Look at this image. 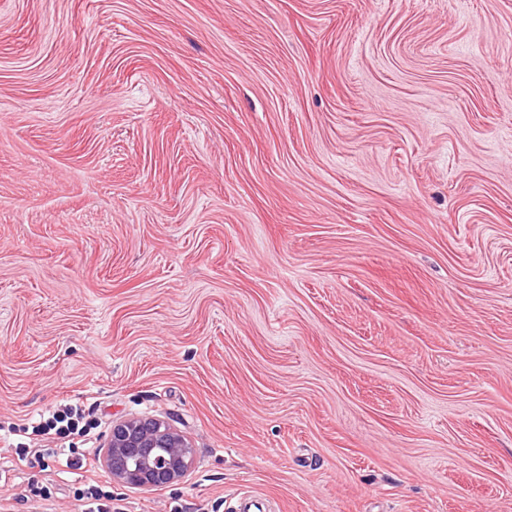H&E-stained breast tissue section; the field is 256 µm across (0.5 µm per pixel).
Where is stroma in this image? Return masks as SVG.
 <instances>
[{"label":"stroma","instance_id":"stroma-1","mask_svg":"<svg viewBox=\"0 0 512 512\" xmlns=\"http://www.w3.org/2000/svg\"><path fill=\"white\" fill-rule=\"evenodd\" d=\"M66 400L192 471L0 512H512V0H0V425ZM77 501L81 502V512H112V496L93 481L78 489Z\"/></svg>","mask_w":512,"mask_h":512}]
</instances>
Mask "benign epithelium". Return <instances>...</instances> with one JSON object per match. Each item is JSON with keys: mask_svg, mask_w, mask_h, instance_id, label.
<instances>
[{"mask_svg": "<svg viewBox=\"0 0 512 512\" xmlns=\"http://www.w3.org/2000/svg\"><path fill=\"white\" fill-rule=\"evenodd\" d=\"M102 462L113 479L151 489L183 479L194 466L195 450L169 423L132 417L112 425Z\"/></svg>", "mask_w": 512, "mask_h": 512, "instance_id": "benign-epithelium-1", "label": "benign epithelium"}]
</instances>
